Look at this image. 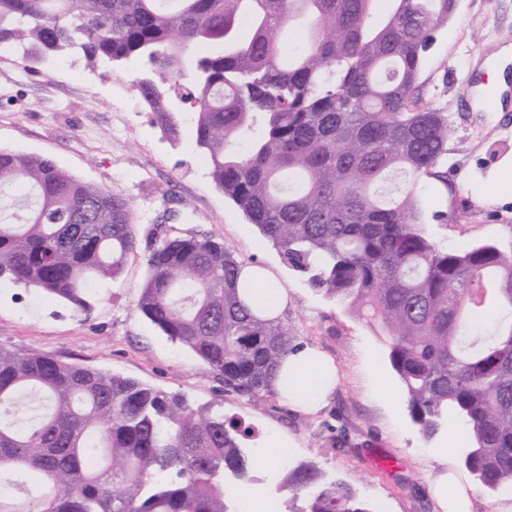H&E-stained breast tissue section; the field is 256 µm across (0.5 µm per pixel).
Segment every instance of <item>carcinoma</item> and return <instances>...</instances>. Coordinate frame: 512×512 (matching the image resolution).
Segmentation results:
<instances>
[{"mask_svg": "<svg viewBox=\"0 0 512 512\" xmlns=\"http://www.w3.org/2000/svg\"><path fill=\"white\" fill-rule=\"evenodd\" d=\"M0 0V48L33 59L138 60L144 101L194 145L216 186L310 286L378 326L423 436L453 412L464 466L512 486V252L455 251L423 232L422 181L448 113L413 99L450 0ZM138 247L131 205L43 156L0 148V280L88 312ZM137 309L224 387L271 395L296 337L252 303L249 263L200 230L149 243ZM250 429L136 379L0 348V512H234ZM296 512H371L313 465L287 473Z\"/></svg>", "mask_w": 512, "mask_h": 512, "instance_id": "1", "label": "carcinoma"}]
</instances>
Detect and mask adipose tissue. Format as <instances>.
<instances>
[{
    "label": "adipose tissue",
    "mask_w": 512,
    "mask_h": 512,
    "mask_svg": "<svg viewBox=\"0 0 512 512\" xmlns=\"http://www.w3.org/2000/svg\"><path fill=\"white\" fill-rule=\"evenodd\" d=\"M337 381L333 361L312 347L300 346L283 361L275 388L292 407L312 412L327 402Z\"/></svg>",
    "instance_id": "obj_1"
}]
</instances>
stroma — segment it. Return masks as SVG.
I'll return each instance as SVG.
<instances>
[{
  "label": "stroma",
  "instance_id": "stroma-1",
  "mask_svg": "<svg viewBox=\"0 0 512 512\" xmlns=\"http://www.w3.org/2000/svg\"><path fill=\"white\" fill-rule=\"evenodd\" d=\"M508 44L512 0H459L420 70L415 95L447 112L450 131L448 182L423 183L419 201L426 231L450 249L490 241L512 251V194L493 179L501 161L512 157V110L498 111L481 91L487 59ZM140 77L135 65L91 68L77 53L37 61L20 50L0 53V148L51 158L76 178L123 194L138 234L154 224L201 229L239 259L269 269L288 290L283 317L299 343L335 360L341 373L335 392L323 409L307 414L275 395L249 399L227 391L195 354L137 309L146 268L142 247L120 282L96 286L86 313L1 280L0 347L221 405L226 416L255 430L251 445L265 451L249 458L252 482L233 489L237 512L252 493L273 512H287L292 493L282 482L289 467L305 460L352 485L371 512H441L430 482L445 469L465 486L472 512H512L511 487L487 494L465 470L467 442L448 440L458 419L448 416L432 439H424L381 337L344 304L311 289L216 187L193 144V113L180 114L172 137L143 98H136V111H113V85L133 91ZM441 210L452 213L451 222H431Z\"/></svg>",
  "mask_w": 512,
  "mask_h": 512
}]
</instances>
